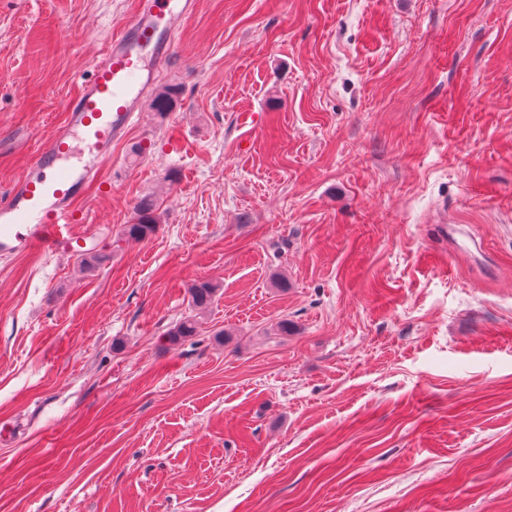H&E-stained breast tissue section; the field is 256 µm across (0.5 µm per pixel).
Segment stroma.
I'll return each instance as SVG.
<instances>
[{"label":"stroma","instance_id":"stroma-1","mask_svg":"<svg viewBox=\"0 0 512 512\" xmlns=\"http://www.w3.org/2000/svg\"><path fill=\"white\" fill-rule=\"evenodd\" d=\"M137 2L0 0V196ZM177 38L77 204L99 267L0 258V512H512V0H196ZM155 200L149 196L142 198L134 208L131 224H125L120 239L144 240L156 230L158 216ZM218 288L210 281H197L189 288L192 306L203 310L213 302Z\"/></svg>","mask_w":512,"mask_h":512}]
</instances>
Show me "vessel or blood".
Listing matches in <instances>:
<instances>
[{
    "mask_svg": "<svg viewBox=\"0 0 512 512\" xmlns=\"http://www.w3.org/2000/svg\"><path fill=\"white\" fill-rule=\"evenodd\" d=\"M194 0H139L121 36L109 40L91 78L66 106V121L0 198V255L59 250L85 217L77 198L100 180L113 145L134 124L159 65L174 56L178 14Z\"/></svg>",
    "mask_w": 512,
    "mask_h": 512,
    "instance_id": "vessel-or-blood-1",
    "label": "vessel or blood"
}]
</instances>
